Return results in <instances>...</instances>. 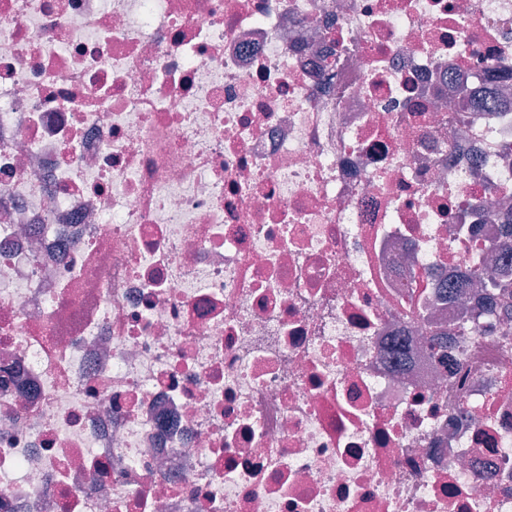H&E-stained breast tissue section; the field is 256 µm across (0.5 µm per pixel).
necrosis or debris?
Masks as SVG:
<instances>
[{
    "label": "necrosis or debris",
    "mask_w": 512,
    "mask_h": 512,
    "mask_svg": "<svg viewBox=\"0 0 512 512\" xmlns=\"http://www.w3.org/2000/svg\"><path fill=\"white\" fill-rule=\"evenodd\" d=\"M512 0H0V512H512Z\"/></svg>",
    "instance_id": "necrosis-or-debris-1"
}]
</instances>
